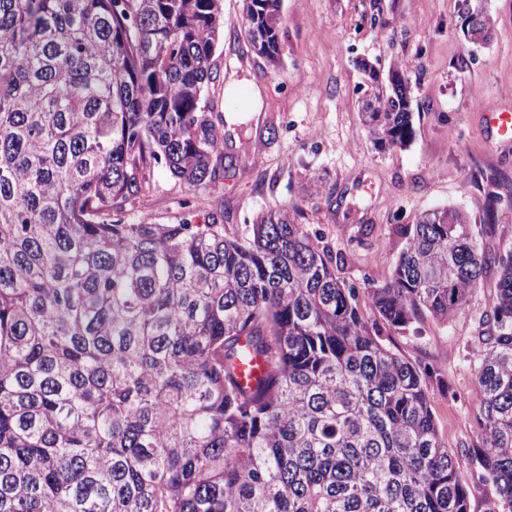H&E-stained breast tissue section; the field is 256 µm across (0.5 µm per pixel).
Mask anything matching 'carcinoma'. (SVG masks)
Listing matches in <instances>:
<instances>
[{
    "label": "carcinoma",
    "instance_id": "obj_1",
    "mask_svg": "<svg viewBox=\"0 0 512 512\" xmlns=\"http://www.w3.org/2000/svg\"><path fill=\"white\" fill-rule=\"evenodd\" d=\"M280 9L242 0L270 63ZM474 13L487 42V0H461ZM223 36V0H0V512H470L419 369L297 215L243 237L126 219L157 166L224 179ZM362 68L374 144L406 145L407 79ZM406 235L367 294L394 330L448 321L498 267L471 456L488 512H512V259L456 208ZM253 359L267 370L244 386Z\"/></svg>",
    "mask_w": 512,
    "mask_h": 512
}]
</instances>
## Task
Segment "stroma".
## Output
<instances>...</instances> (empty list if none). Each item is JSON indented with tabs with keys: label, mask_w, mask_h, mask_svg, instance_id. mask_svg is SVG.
Masks as SVG:
<instances>
[{
	"label": "stroma",
	"mask_w": 512,
	"mask_h": 512,
	"mask_svg": "<svg viewBox=\"0 0 512 512\" xmlns=\"http://www.w3.org/2000/svg\"><path fill=\"white\" fill-rule=\"evenodd\" d=\"M458 0H282V54L256 58L246 40L241 0H224V38L215 62L224 80L262 91V107L224 146L234 165L222 183L192 188L156 168L147 196L130 200L131 221L223 224L248 233L270 209H299L318 248L340 256L335 268L367 299L392 277L404 229L423 211L462 209L488 253L512 244V143H502L480 108L512 112V0H489V44L465 42ZM409 80L412 138L377 150L361 121L359 64ZM488 268L470 305L448 322L421 315L404 330L382 329L384 343L417 365L441 440L471 492L472 512L494 496L468 452L478 431L473 350L479 321L495 296Z\"/></svg>",
	"instance_id": "stroma-1"
}]
</instances>
